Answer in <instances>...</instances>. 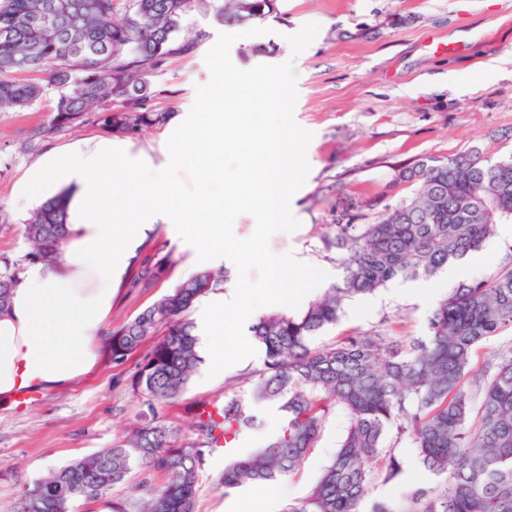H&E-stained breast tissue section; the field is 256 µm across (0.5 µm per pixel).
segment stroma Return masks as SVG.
Segmentation results:
<instances>
[{
  "label": "stroma",
  "mask_w": 512,
  "mask_h": 512,
  "mask_svg": "<svg viewBox=\"0 0 512 512\" xmlns=\"http://www.w3.org/2000/svg\"><path fill=\"white\" fill-rule=\"evenodd\" d=\"M276 14L262 20L265 34L236 41L230 51L241 69L293 61L298 72L295 122L313 134L307 148L308 177L295 202L299 225L293 236L272 237L274 253L290 250L301 261L340 281L339 254L321 238L338 210L360 204L361 221L380 220L386 205L410 197L413 185L395 184L398 172L425 156L480 154L494 160L512 155V0H277ZM317 23L314 41L292 55L288 35ZM464 38V52L435 51L438 41ZM204 52L170 58L151 79L155 109L190 111L197 85L208 82ZM59 94L50 89L30 108L0 112V261L29 249L24 236L28 213L19 212L16 186L24 172L55 148L88 138L110 137L95 124L77 125L38 141L32 131L47 121ZM170 257V271L151 288L134 286L143 261ZM512 261V226L501 224L476 263L459 280L489 276ZM189 250L164 230L150 233L128 259L129 277L112 298L108 328L133 320L195 273ZM446 274L428 279L432 294L409 293V280L397 278L374 293L352 298L336 326L322 331L315 345L329 346L348 335L427 336L437 302L435 288ZM263 352L217 372L202 360L185 392L159 406L163 421L188 435L190 411L201 399L223 400L247 390L245 377L261 369ZM139 355L124 363L104 358L90 377L63 389L44 390L24 408L0 402V512H21L22 495L50 469L111 447L129 420L143 408L128 380ZM343 416H330L319 440L288 478L262 487L224 492L219 477L224 456L207 457L199 472L197 512H245L261 502L264 512H285L305 498L345 432ZM401 473L392 480L375 475L359 512L374 502H401L415 487H429L436 476L416 450H395Z\"/></svg>",
  "instance_id": "1"
}]
</instances>
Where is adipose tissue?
<instances>
[{
    "mask_svg": "<svg viewBox=\"0 0 512 512\" xmlns=\"http://www.w3.org/2000/svg\"><path fill=\"white\" fill-rule=\"evenodd\" d=\"M149 170L145 155L106 138L47 152L19 182L23 204L67 193V237L58 262L29 265L0 312V399L25 387H62L98 367L113 286L152 226L166 225L199 261L220 260L206 236L208 216L223 209V199L174 209ZM195 325L202 353L222 364L223 294L204 297Z\"/></svg>",
    "mask_w": 512,
    "mask_h": 512,
    "instance_id": "ef3b65f1",
    "label": "adipose tissue"
}]
</instances>
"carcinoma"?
<instances>
[{
  "mask_svg": "<svg viewBox=\"0 0 512 512\" xmlns=\"http://www.w3.org/2000/svg\"><path fill=\"white\" fill-rule=\"evenodd\" d=\"M0 0V111H20L41 99L46 86L63 89L47 123L32 136L49 138L77 124H97L133 135L160 126L169 113L152 107L149 78L173 56H192L209 34H181L197 12L221 23L262 20L276 0ZM42 72L47 84L16 74ZM394 183L415 186L408 199L386 207L375 224L336 215L323 247L342 251L341 281L301 309L259 316L251 326L264 351L263 368L249 388L224 403L203 401L192 411L194 437L176 443L157 405L177 399L200 363L187 312L220 288L223 273L201 271L132 321L109 332L108 353L121 364L165 327L129 380L145 399L150 419L129 422L124 440L55 468L25 492L26 512H71L74 503H100L129 512L109 497L133 471L137 512H195L199 470L207 456H229L220 485L229 492L288 477L314 447L324 420L341 412L347 427L338 450L310 494L285 512H358L373 463L386 456V478L401 472L392 449L407 441L423 465L442 478L418 488L404 506L380 502L374 512H512V357L473 376L474 348L512 327V265L448 289L432 312L429 336L388 339L348 336L315 348L314 336L338 322L345 302L396 277L431 278L453 262L480 252L496 223L512 215V156L491 161L466 154L426 157L402 169ZM66 236L65 199L45 201L25 225L32 249L0 265V311L25 265L53 264ZM169 271L165 257L144 262L134 283L150 288ZM275 405L286 416L280 430L257 448H235L256 428L252 406ZM165 481L154 485L152 478Z\"/></svg>",
  "mask_w": 512,
  "mask_h": 512,
  "instance_id": "obj_1",
  "label": "carcinoma"
}]
</instances>
